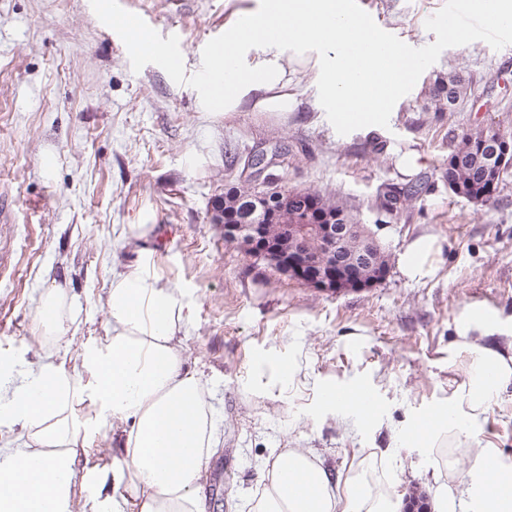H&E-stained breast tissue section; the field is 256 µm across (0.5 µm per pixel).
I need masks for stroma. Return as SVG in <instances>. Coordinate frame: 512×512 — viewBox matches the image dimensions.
Listing matches in <instances>:
<instances>
[{"mask_svg":"<svg viewBox=\"0 0 512 512\" xmlns=\"http://www.w3.org/2000/svg\"><path fill=\"white\" fill-rule=\"evenodd\" d=\"M361 2L420 61L390 122L367 135L329 121L326 95L300 77L288 112L246 103L211 113L199 82L214 63L210 45L259 0H0V357L31 366L55 351L35 307L56 282L76 305L67 342L76 358L108 331L113 269L148 251L149 274L182 293L181 346L213 393L219 444L202 477L207 512H249L263 469L287 448L335 481L376 455L378 488L428 499L442 487L455 512L470 506L479 448L512 462V386L456 452L395 443L465 381L469 362L453 350L473 307L495 318L488 344H512V175L485 204L448 190V152L463 132L512 133V39L473 26L447 39L437 22L447 0ZM130 10L155 53L136 49L123 21ZM173 49L183 60L176 73L162 62ZM451 71L472 89L455 111H431L429 84ZM277 146L290 151L285 187L338 194L378 228L391 263L383 283L321 292L225 243L209 219L213 198L244 176L248 155ZM410 150L420 167L406 175L396 161ZM418 180L430 187L421 200L380 213L386 188ZM133 224L154 225L153 237L123 243ZM424 232L441 252L435 275L417 284L399 256ZM327 386L369 388L372 423L323 408ZM124 429L111 420L89 431L91 470L111 472Z\"/></svg>","mask_w":512,"mask_h":512,"instance_id":"1","label":"stroma"}]
</instances>
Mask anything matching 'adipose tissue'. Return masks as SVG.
<instances>
[{"mask_svg": "<svg viewBox=\"0 0 512 512\" xmlns=\"http://www.w3.org/2000/svg\"><path fill=\"white\" fill-rule=\"evenodd\" d=\"M366 17L357 0H262L258 26L224 38L235 69L211 109L232 112L250 101L287 111L288 69L296 66L326 90L337 126L379 130L405 86L387 71L386 57L400 58L406 70L416 62ZM278 28L287 37L275 36ZM354 33L376 48L372 67L344 55L342 45ZM439 251L433 235H418L401 255L402 271L414 281L430 277ZM106 308L108 333L85 343L79 370L53 353L20 373L0 360V425L20 430L18 447L0 448V512H73L76 489L89 477L84 434L109 418L128 427L122 460L112 470L111 495L88 500L86 512H206L201 479L217 433L211 391L181 348L188 323L181 292L144 265L128 266L113 276ZM72 309L66 288H44L35 311L39 333L63 339ZM492 324L473 316L461 323L458 346L471 360L467 381L423 426L401 435L400 444L432 447L451 431L472 438L490 402L512 386V356L478 340ZM474 466L499 477L493 491L479 493L476 512H512V476L498 456L481 450ZM261 482L250 512L403 508L402 495L379 492L360 475L333 490L329 473L297 449L279 454Z\"/></svg>", "mask_w": 512, "mask_h": 512, "instance_id": "ef3b65f1", "label": "adipose tissue"}]
</instances>
